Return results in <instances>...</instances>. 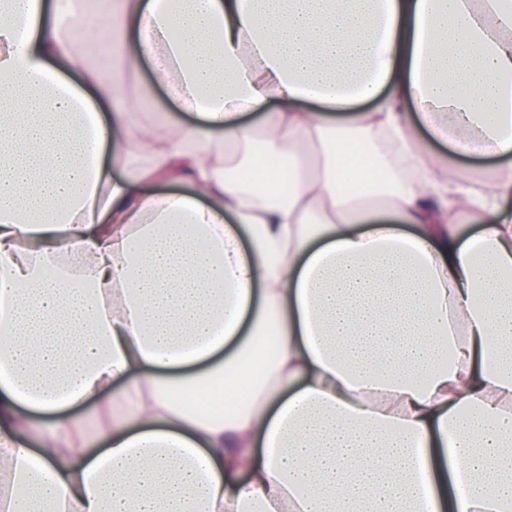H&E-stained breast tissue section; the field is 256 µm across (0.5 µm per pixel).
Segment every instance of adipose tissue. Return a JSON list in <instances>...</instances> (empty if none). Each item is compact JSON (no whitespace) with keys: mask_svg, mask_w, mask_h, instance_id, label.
I'll return each instance as SVG.
<instances>
[{"mask_svg":"<svg viewBox=\"0 0 512 512\" xmlns=\"http://www.w3.org/2000/svg\"><path fill=\"white\" fill-rule=\"evenodd\" d=\"M132 21L101 72L64 0H0V506L512 512V0L100 18ZM157 58L195 121L140 119ZM419 119L491 183L437 177ZM217 379L248 400L189 403Z\"/></svg>","mask_w":512,"mask_h":512,"instance_id":"ef3b65f1","label":"adipose tissue"}]
</instances>
